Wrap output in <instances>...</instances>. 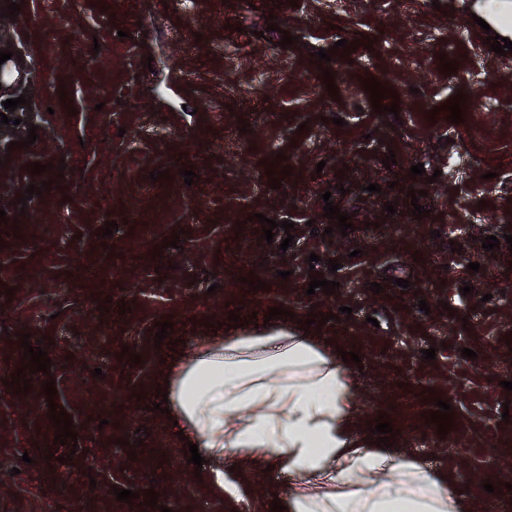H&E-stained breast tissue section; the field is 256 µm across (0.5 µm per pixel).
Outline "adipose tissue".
Instances as JSON below:
<instances>
[{
  "label": "adipose tissue",
  "mask_w": 512,
  "mask_h": 512,
  "mask_svg": "<svg viewBox=\"0 0 512 512\" xmlns=\"http://www.w3.org/2000/svg\"><path fill=\"white\" fill-rule=\"evenodd\" d=\"M163 387L201 454L287 478L286 512H472L456 480L355 428V383L335 347L291 326L202 338Z\"/></svg>",
  "instance_id": "ef3b65f1"
}]
</instances>
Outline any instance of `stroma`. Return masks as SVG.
I'll list each match as a JSON object with an SVG mask.
<instances>
[{
	"mask_svg": "<svg viewBox=\"0 0 512 512\" xmlns=\"http://www.w3.org/2000/svg\"><path fill=\"white\" fill-rule=\"evenodd\" d=\"M466 1L478 2L201 0L186 11L175 0H16L21 11L0 22V45L20 53L30 81L0 88V102L29 101L10 128L18 148L0 142V512H271L283 489L240 471L244 493H216L211 463L188 464L167 416L137 398L160 402L168 360L190 355L231 311L245 321L272 307L283 308L281 324L289 311L327 314L309 335L358 353L359 430L386 414L394 447L453 476L473 512L495 505L512 481V422L502 419L512 402L503 388L512 381V251L482 242L512 235V52L491 51ZM79 29L88 35L80 43ZM285 31L295 38L288 47L279 44ZM366 36L371 49L325 65L310 59L311 49ZM445 59L453 74L441 71ZM367 77L396 91L398 114L375 113ZM459 91L455 124L441 107ZM32 125L38 138L28 146ZM391 152L396 162L384 166ZM280 153L292 174L273 189L265 164ZM454 154L465 163L452 172ZM35 162L46 172L31 174ZM418 163L424 175L410 177ZM187 167L197 175L189 186ZM154 171L163 179L151 180ZM49 180L56 188L25 199L28 185ZM413 189L424 193L419 202ZM327 192L351 214L348 235L324 234L333 225ZM417 204L429 217L413 216ZM259 213L279 223L272 244L260 240ZM108 221L118 228L106 237ZM174 234L178 247H162ZM317 274L336 282L334 294H308ZM248 275L266 289L245 284ZM342 306L350 319L337 318ZM166 320L170 338L156 342ZM23 333L50 338L51 371L16 394L7 382ZM125 348L141 363H125ZM465 348L474 358L462 357ZM437 396L454 411L443 437L425 420ZM51 401L71 415L77 449L55 443ZM48 452L56 463L46 464ZM118 488L139 497L117 501ZM148 489L156 506L140 497Z\"/></svg>",
	"mask_w": 512,
	"mask_h": 512,
	"instance_id": "35a3bbf8",
	"label": "stroma"
}]
</instances>
